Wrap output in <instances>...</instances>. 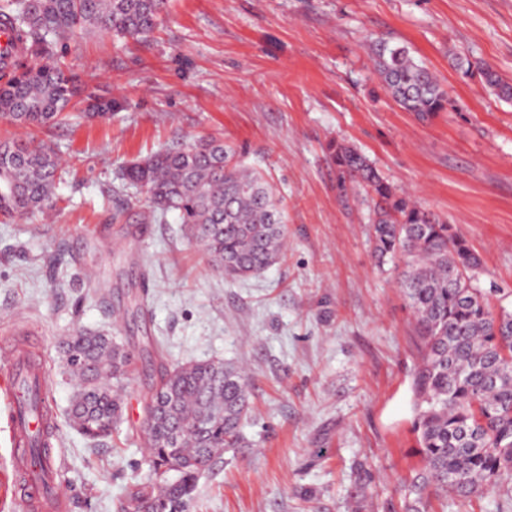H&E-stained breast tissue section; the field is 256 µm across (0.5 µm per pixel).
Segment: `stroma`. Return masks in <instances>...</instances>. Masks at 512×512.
Here are the masks:
<instances>
[{"label":"stroma","mask_w":512,"mask_h":512,"mask_svg":"<svg viewBox=\"0 0 512 512\" xmlns=\"http://www.w3.org/2000/svg\"><path fill=\"white\" fill-rule=\"evenodd\" d=\"M376 37L436 72L444 112L418 119L379 89ZM44 59L114 102L111 114L81 107L32 133L0 116V140L34 134L63 162L48 213L0 215V349L23 339L41 357L63 512H117L145 476L156 357L223 360L248 376L244 445L199 478L190 512H401L419 466L413 319L396 272L372 256L373 205L339 192L329 146L358 148L452 224L482 262L481 288L512 309V101L479 74L488 65L512 83V0H168L146 37L94 29ZM198 137L232 146L286 207V257L260 275L218 272L177 213L144 222L148 201L120 178ZM77 329L117 337L140 366L99 440L69 417L76 384L62 346ZM12 369L0 357V512H18L5 490ZM362 464L373 479L360 496Z\"/></svg>","instance_id":"stroma-1"}]
</instances>
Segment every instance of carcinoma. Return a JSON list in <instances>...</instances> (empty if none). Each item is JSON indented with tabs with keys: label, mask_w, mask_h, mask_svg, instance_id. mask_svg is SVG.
Listing matches in <instances>:
<instances>
[{
	"label": "carcinoma",
	"mask_w": 512,
	"mask_h": 512,
	"mask_svg": "<svg viewBox=\"0 0 512 512\" xmlns=\"http://www.w3.org/2000/svg\"><path fill=\"white\" fill-rule=\"evenodd\" d=\"M165 0H0V27L18 45L17 56H37L48 38L70 39L90 28L138 37L160 23ZM380 87L404 111L428 119L447 108L448 96L432 70L400 42L370 43ZM484 84L511 99L512 84L492 67ZM81 90L79 77L60 66L35 63L0 86V115L23 128H42L68 115ZM340 190L357 187L374 204L373 252L399 270L414 320L419 358L411 373L415 453L421 469L407 485L405 512H428L434 496H480L491 490L512 500V311L492 304L479 286L481 261L452 225L390 184L357 148L330 146ZM61 165L41 140L0 141V213L25 216L52 207ZM145 190L148 221L170 211L232 278L255 276L284 255L285 211L273 187L236 161L213 137L147 156L121 173ZM67 372L77 381L71 418L88 438L107 435L121 411L123 379L136 357L114 336L77 331L63 345ZM22 406L38 419L49 413L40 386L25 380ZM166 409L143 422L148 472L130 496L132 512H189L200 475L227 448L243 443L241 422L250 394L243 372L219 360L172 369L160 366L149 401L168 396ZM192 434L168 454L176 421ZM52 428L28 436L25 468L50 498Z\"/></svg>",
	"instance_id": "obj_1"
}]
</instances>
